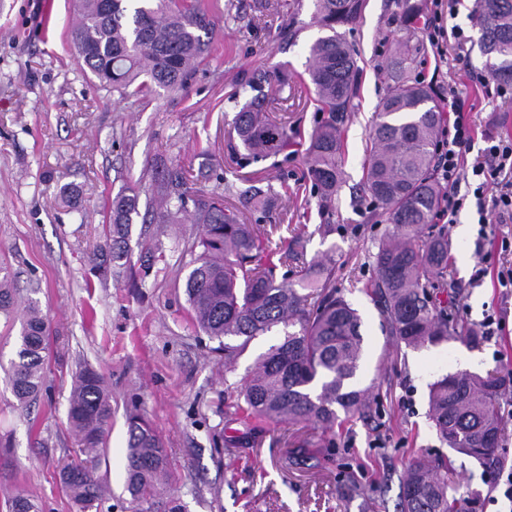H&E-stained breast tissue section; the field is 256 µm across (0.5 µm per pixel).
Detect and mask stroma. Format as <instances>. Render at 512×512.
I'll list each match as a JSON object with an SVG mask.
<instances>
[{
    "instance_id": "obj_1",
    "label": "stroma",
    "mask_w": 512,
    "mask_h": 512,
    "mask_svg": "<svg viewBox=\"0 0 512 512\" xmlns=\"http://www.w3.org/2000/svg\"><path fill=\"white\" fill-rule=\"evenodd\" d=\"M215 37L207 59L190 72L184 89L120 96L93 87L74 58L70 30L74 0H0V278L20 294L36 289L50 327L43 390L20 408L0 370V512L6 493L34 496L42 512H73L58 486L60 468L77 443L67 422L76 371L87 364L112 396L109 434L112 498L102 512H129L123 491L127 413L145 415L167 452V494L185 512H394L399 482L414 460L450 458L461 494L480 493L482 512L492 484L474 459L451 452L427 417L430 385L443 375L512 370V287L497 271L512 266V221L491 224L479 237L475 199L454 224L448 276L460 297V325L478 329L497 313V335L473 346L451 340L437 347L393 345L367 291L371 255L391 229L360 196L366 145L375 112L390 83L386 63L395 44L416 52L409 76L441 91L457 87L475 126L473 163L484 137H512V100L501 99L476 43L474 0H461L446 25L472 37L467 53L448 48L436 57L422 26L399 20L397 0H367L347 41L363 69L360 90L343 125L342 186L321 237V219L306 179V148L289 156L243 162L233 118L259 74L288 71L287 87L263 84L271 119L311 135L317 117L312 88L301 83L309 47L321 36L313 0H208ZM193 170L194 189L220 190L224 203L254 225L262 242L300 244L305 261L333 252L334 284L361 316L365 357L362 385H373L366 417L332 430L245 420L237 409L243 377L255 358L279 342L274 329L252 341L234 369L189 316L186 278L196 226L160 224L151 176ZM140 190L142 219L129 241L130 265L96 269L103 207L122 187ZM272 190L277 207L258 219L244 194ZM161 257H154V250ZM486 268L474 280L477 268Z\"/></svg>"
}]
</instances>
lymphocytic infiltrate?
<instances>
[{"label":"lymphocytic infiltrate","instance_id":"lymphocytic-infiltrate-1","mask_svg":"<svg viewBox=\"0 0 512 512\" xmlns=\"http://www.w3.org/2000/svg\"><path fill=\"white\" fill-rule=\"evenodd\" d=\"M457 0H431L430 15L424 23L426 38L434 53L444 55L446 41H453L457 50H464L469 37L459 25L445 28V9H456ZM465 103L459 97L448 99L454 114L440 147L437 176L443 188L442 207L438 221L454 223L468 198H475L478 224L486 226L492 218L512 219V138H486L485 148L472 165L464 158L474 144L475 128L464 113Z\"/></svg>","mask_w":512,"mask_h":512}]
</instances>
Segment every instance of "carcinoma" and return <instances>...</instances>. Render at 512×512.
I'll return each instance as SVG.
<instances>
[{
    "instance_id": "cac0c4a2",
    "label": "carcinoma",
    "mask_w": 512,
    "mask_h": 512,
    "mask_svg": "<svg viewBox=\"0 0 512 512\" xmlns=\"http://www.w3.org/2000/svg\"><path fill=\"white\" fill-rule=\"evenodd\" d=\"M366 0H314V19L326 34L310 46L308 76L320 120L308 151L307 175L318 199L326 238L340 183L344 147L342 126L359 92L361 68L341 28L356 22ZM404 22L414 26L423 0H400ZM78 23L72 42L82 70L95 86L141 96L156 89L179 90L187 71L207 53L213 33L202 0H77ZM479 48L496 82L512 85V0H477ZM411 48L400 45L392 62L397 80L384 96L369 134L363 193L386 216L392 232L378 244L370 294L388 335L411 348L435 346L461 337L448 314V229L434 223L442 188L436 151L445 112L439 91L403 78ZM233 130L246 159L276 156L288 149V126L264 112V99L253 96L236 113ZM187 172L179 169L157 179L166 209L162 224L187 220L200 235L191 250L198 254L186 280L193 320L224 350L232 367L258 336L281 326L282 342L271 346L245 375L241 394L246 411L274 422L308 423L333 428L339 413L360 415L369 407L372 386H358L365 355L357 310L332 285L335 266L326 256L299 279V287L277 281L275 270L299 259L293 248L268 250L251 224H242L224 206L218 192L190 191ZM140 192L127 186L109 205L99 256L116 268L128 261V240L140 216ZM0 316L19 325L16 358L7 378L18 404L28 406L44 385L49 326L38 303L29 299L17 315L16 289L0 282ZM507 382L496 372H460L430 385L428 416L436 434L452 451L479 462L498 450L502 429L500 397ZM67 421L78 453L58 473L61 491L76 512L98 508L109 492L108 434L112 399L103 377L79 369L71 390ZM126 478L132 512H182L163 499L167 454L162 438L141 415L127 418ZM8 512H40L38 500L17 492L6 498ZM478 496L459 497L448 460L417 461L400 481L396 512H480Z\"/></svg>"
}]
</instances>
